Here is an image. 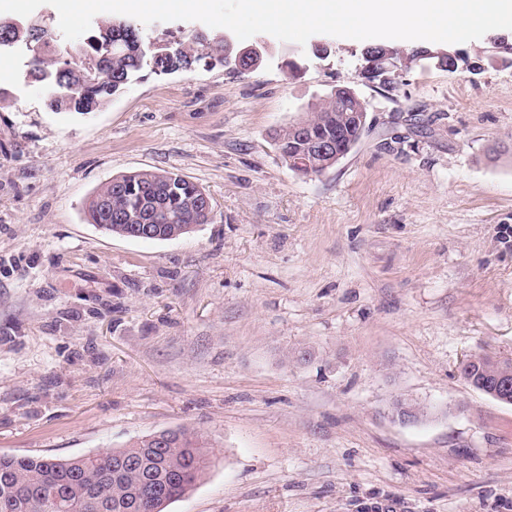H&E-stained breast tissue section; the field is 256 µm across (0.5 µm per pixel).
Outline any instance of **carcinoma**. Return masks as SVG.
Listing matches in <instances>:
<instances>
[{
  "mask_svg": "<svg viewBox=\"0 0 512 512\" xmlns=\"http://www.w3.org/2000/svg\"><path fill=\"white\" fill-rule=\"evenodd\" d=\"M42 42L44 59L32 61L25 76L35 81L48 77L66 90L68 110L96 112L102 103L125 88L148 67L155 73L188 69L201 61H224V35L209 37L206 50L197 37L186 36L175 56L142 54L146 44L134 24L108 21L98 26L85 46L69 51L47 30L17 20L0 19V48ZM71 57L76 69L61 68L57 57ZM357 105L351 99L328 95L304 122L321 137L339 139L343 146L356 137L357 127L345 120ZM205 190L170 171L140 170L112 178L90 200V222L112 236H125L127 225L110 223L99 200L112 196V209L153 210L152 235L146 241L178 239L205 224L208 217L196 206ZM206 443L194 429L178 427L137 438L128 446L66 460L42 456L0 454V512H48L46 503L57 492L66 494L57 512H164L167 505L191 490L204 474Z\"/></svg>",
  "mask_w": 512,
  "mask_h": 512,
  "instance_id": "carcinoma-1",
  "label": "carcinoma"
}]
</instances>
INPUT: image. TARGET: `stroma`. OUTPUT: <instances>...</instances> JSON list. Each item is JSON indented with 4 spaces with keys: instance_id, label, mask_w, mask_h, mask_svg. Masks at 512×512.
<instances>
[{
    "instance_id": "stroma-1",
    "label": "stroma",
    "mask_w": 512,
    "mask_h": 512,
    "mask_svg": "<svg viewBox=\"0 0 512 512\" xmlns=\"http://www.w3.org/2000/svg\"><path fill=\"white\" fill-rule=\"evenodd\" d=\"M269 43L254 72H147L88 114L0 51V453L187 426L209 466L165 512H512V405L459 372L512 359V55L486 35L383 88L365 42ZM337 85L368 131L290 170L273 130ZM141 169L203 187L210 223L154 242L89 224ZM400 396L432 415L393 421Z\"/></svg>"
}]
</instances>
